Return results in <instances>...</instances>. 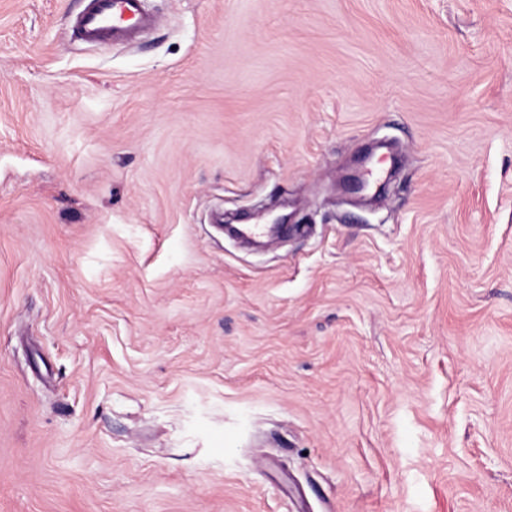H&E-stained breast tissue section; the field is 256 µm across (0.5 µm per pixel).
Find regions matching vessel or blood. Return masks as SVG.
Wrapping results in <instances>:
<instances>
[{"label": "vessel or blood", "mask_w": 512, "mask_h": 512, "mask_svg": "<svg viewBox=\"0 0 512 512\" xmlns=\"http://www.w3.org/2000/svg\"><path fill=\"white\" fill-rule=\"evenodd\" d=\"M156 25L144 0H86L72 21L75 35L89 44L131 45Z\"/></svg>", "instance_id": "b4317fda"}]
</instances>
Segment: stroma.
Listing matches in <instances>:
<instances>
[{
    "label": "stroma",
    "mask_w": 512,
    "mask_h": 512,
    "mask_svg": "<svg viewBox=\"0 0 512 512\" xmlns=\"http://www.w3.org/2000/svg\"><path fill=\"white\" fill-rule=\"evenodd\" d=\"M147 5L0 0V512H512V0ZM86 1L74 16L72 29L89 44L131 45L158 23L157 17L144 7L145 0ZM233 228L234 233L245 241H256L257 239H272L276 228L270 224H236Z\"/></svg>",
    "instance_id": "35a3bbf8"
}]
</instances>
